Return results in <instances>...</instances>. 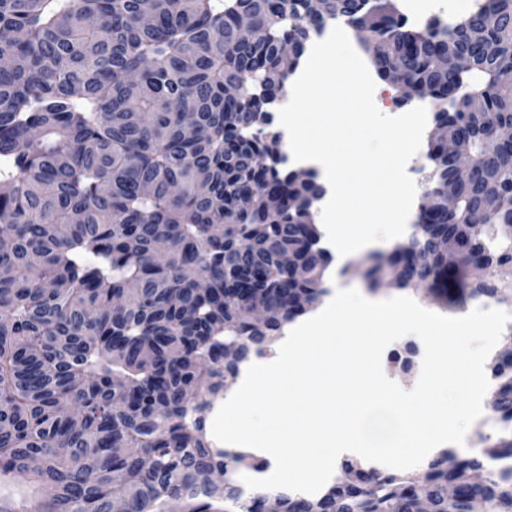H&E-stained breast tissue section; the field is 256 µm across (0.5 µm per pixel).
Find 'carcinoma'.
<instances>
[{
	"label": "carcinoma",
	"instance_id": "carcinoma-1",
	"mask_svg": "<svg viewBox=\"0 0 512 512\" xmlns=\"http://www.w3.org/2000/svg\"><path fill=\"white\" fill-rule=\"evenodd\" d=\"M331 20L382 43L377 75L402 102L424 91L470 160L462 175L428 142L415 234L389 265L364 257L368 288L391 269L446 306L512 305L495 276L512 262V144L493 140L512 121V0L421 28L391 0H0V484L22 475L41 492L0 495V512H262L269 497L282 512H417L422 497L434 512H512L511 356L490 363L501 436L478 430L471 453L446 448L417 471L347 459L320 495L246 496L241 469L263 463L206 435L225 380L304 314L293 301L314 307L325 289L320 184L283 167L265 128L307 35ZM218 468L226 489L210 483Z\"/></svg>",
	"mask_w": 512,
	"mask_h": 512
}]
</instances>
